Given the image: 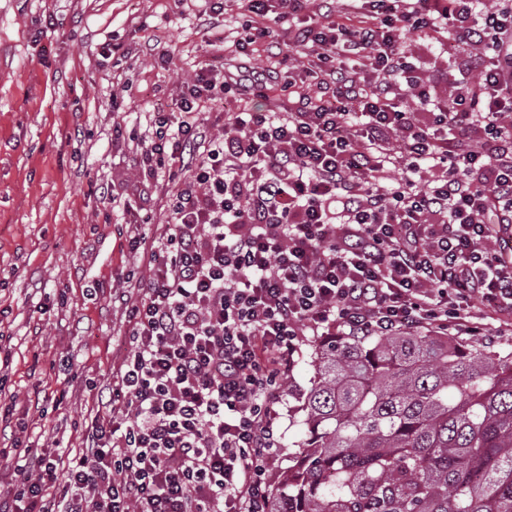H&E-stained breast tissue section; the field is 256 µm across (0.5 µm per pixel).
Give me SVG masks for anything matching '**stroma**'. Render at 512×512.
<instances>
[{"label":"stroma","instance_id":"35a3bbf8","mask_svg":"<svg viewBox=\"0 0 512 512\" xmlns=\"http://www.w3.org/2000/svg\"><path fill=\"white\" fill-rule=\"evenodd\" d=\"M216 3L205 21L192 0H0V401L15 406L0 434L2 480L19 459L14 440L40 452L81 447L85 419L130 348L124 299L145 267L123 203L103 205L99 194L121 185L142 217L164 222L163 190H137L146 113L179 112L200 67L221 71L240 45L291 76L294 94L318 93L307 58L246 43L244 0ZM307 13L349 27L384 18L368 0H310ZM217 37L223 50L210 45ZM406 41L421 87L448 90L456 51L434 33ZM319 342L301 339L277 406L270 478L302 438L298 407Z\"/></svg>","mask_w":512,"mask_h":512}]
</instances>
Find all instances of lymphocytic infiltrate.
<instances>
[{"label":"lymphocytic infiltrate","mask_w":512,"mask_h":512,"mask_svg":"<svg viewBox=\"0 0 512 512\" xmlns=\"http://www.w3.org/2000/svg\"><path fill=\"white\" fill-rule=\"evenodd\" d=\"M299 20L331 95L226 112L223 74L188 85L181 112L150 115L142 189L160 172L165 223L129 235L147 274L127 305L133 349L81 448L25 455L0 512H267L275 409L300 336L479 332L512 315V0H389L381 25ZM470 49L448 97L417 91L404 32ZM368 56L370 77L350 61Z\"/></svg>","instance_id":"1"}]
</instances>
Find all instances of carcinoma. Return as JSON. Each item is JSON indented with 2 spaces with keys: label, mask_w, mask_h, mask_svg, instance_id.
Returning a JSON list of instances; mask_svg holds the SVG:
<instances>
[{
  "label": "carcinoma",
  "mask_w": 512,
  "mask_h": 512,
  "mask_svg": "<svg viewBox=\"0 0 512 512\" xmlns=\"http://www.w3.org/2000/svg\"><path fill=\"white\" fill-rule=\"evenodd\" d=\"M269 512H512V351L332 336Z\"/></svg>",
  "instance_id": "carcinoma-1"
}]
</instances>
